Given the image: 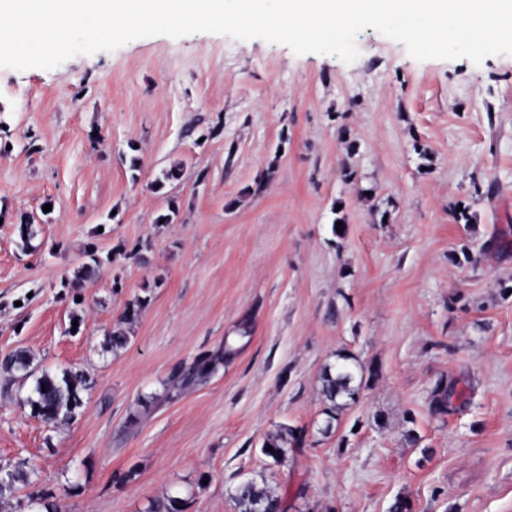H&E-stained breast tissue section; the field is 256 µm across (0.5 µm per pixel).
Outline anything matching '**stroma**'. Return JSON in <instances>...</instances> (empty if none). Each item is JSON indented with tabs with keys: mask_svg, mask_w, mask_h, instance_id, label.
<instances>
[{
	"mask_svg": "<svg viewBox=\"0 0 512 512\" xmlns=\"http://www.w3.org/2000/svg\"><path fill=\"white\" fill-rule=\"evenodd\" d=\"M356 44L347 63L156 35L0 68V359L90 381L58 426L0 388V470L37 469L0 512H236L245 480L286 512H512V55L419 62L370 27ZM90 246L97 275L70 288ZM228 337L237 356L167 399ZM343 352L358 395L331 421ZM440 380L467 389L446 414ZM282 425L306 443L277 464L261 446Z\"/></svg>",
	"mask_w": 512,
	"mask_h": 512,
	"instance_id": "stroma-1",
	"label": "stroma"
}]
</instances>
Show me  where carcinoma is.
Returning a JSON list of instances; mask_svg holds the SVG:
<instances>
[{"label":"carcinoma","mask_w":512,"mask_h":512,"mask_svg":"<svg viewBox=\"0 0 512 512\" xmlns=\"http://www.w3.org/2000/svg\"><path fill=\"white\" fill-rule=\"evenodd\" d=\"M86 254L88 262L82 264L73 274L70 282L73 288H80L83 283L91 280L97 267L98 260L94 251L88 250ZM235 354L236 350L227 343L216 351L199 354L188 369L172 377L167 396H172L175 390L206 383ZM339 359L342 363L333 371L325 370L322 376V392L330 402L327 416L331 421L335 419L336 410L340 409L342 401L353 400L357 394L349 364L352 356L343 354ZM0 370L7 375L9 383L20 388L28 381H33V395L26 399V404L31 407L34 415L52 425L71 421L76 416V410L83 404L82 393L88 389L87 378L81 371L66 370L60 376L47 370L36 372L32 368V356L23 350L16 351L1 361ZM461 396L456 384L448 385L439 381L431 393V407L436 413L446 414L452 410L453 398ZM305 441L304 429L282 425L266 437L261 451L273 462L281 463L286 460L288 451L302 447ZM269 446L273 451L267 450ZM33 473L35 469L27 468L25 462L19 463L13 471L7 473L8 486L0 488V502L10 501L16 493L17 483L30 482ZM233 500L237 512H285L282 497L253 481L238 485ZM186 506V500L181 497L165 496L152 500L147 512H185Z\"/></svg>","instance_id":"1"}]
</instances>
